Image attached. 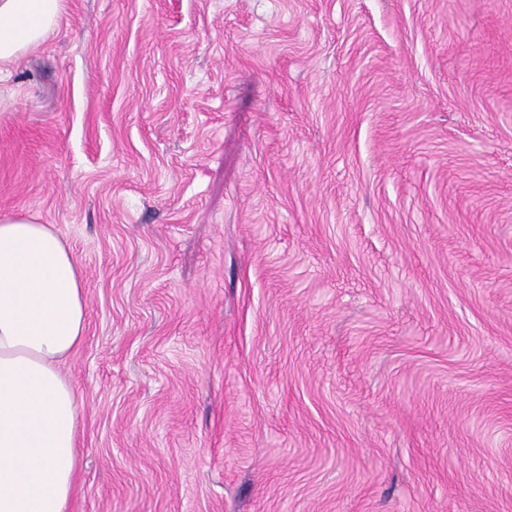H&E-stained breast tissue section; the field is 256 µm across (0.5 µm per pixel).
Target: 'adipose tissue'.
<instances>
[{
    "label": "adipose tissue",
    "mask_w": 512,
    "mask_h": 512,
    "mask_svg": "<svg viewBox=\"0 0 512 512\" xmlns=\"http://www.w3.org/2000/svg\"><path fill=\"white\" fill-rule=\"evenodd\" d=\"M63 13V0H0V70L43 44ZM86 318L81 269L57 231L1 216L0 512H68L79 404L61 365Z\"/></svg>",
    "instance_id": "1"
}]
</instances>
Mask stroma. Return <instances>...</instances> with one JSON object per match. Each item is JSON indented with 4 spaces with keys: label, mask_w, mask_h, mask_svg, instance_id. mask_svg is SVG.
<instances>
[{
    "label": "stroma",
    "mask_w": 512,
    "mask_h": 512,
    "mask_svg": "<svg viewBox=\"0 0 512 512\" xmlns=\"http://www.w3.org/2000/svg\"><path fill=\"white\" fill-rule=\"evenodd\" d=\"M3 214L82 268L70 512H512V0H65Z\"/></svg>",
    "instance_id": "stroma-1"
}]
</instances>
